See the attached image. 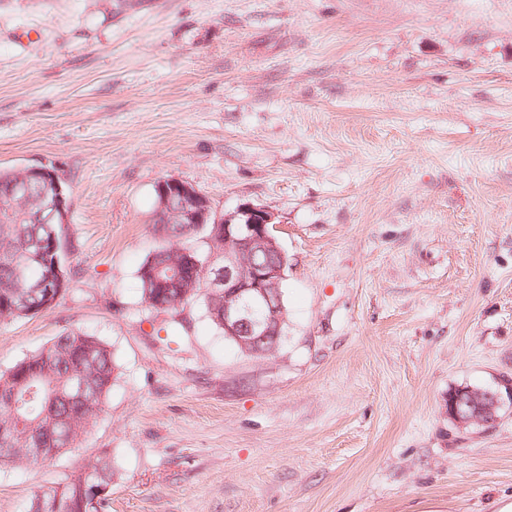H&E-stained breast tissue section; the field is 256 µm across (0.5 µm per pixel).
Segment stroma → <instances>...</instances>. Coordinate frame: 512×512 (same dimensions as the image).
<instances>
[{
  "instance_id": "1",
  "label": "stroma",
  "mask_w": 512,
  "mask_h": 512,
  "mask_svg": "<svg viewBox=\"0 0 512 512\" xmlns=\"http://www.w3.org/2000/svg\"><path fill=\"white\" fill-rule=\"evenodd\" d=\"M0 0V168L56 169L80 268L0 322V370L64 328L120 364L0 512L111 452L106 512H496L512 503V0ZM275 210L286 326L253 357L200 306L163 345L138 304L155 183ZM463 390L465 391V393L461 399V404H462V406L467 408L468 414H470L468 419H471V421L465 420V421H461L459 424H462L466 427L480 426L481 422H487L489 419L493 418L494 414L497 413V409L493 413L489 409H486V406L483 405L482 402L479 400L480 393L482 391H486L488 389H480V388L467 389L466 388ZM471 401L474 404L473 406L469 405V403ZM495 418H496V416L494 417L493 420H490L489 422L482 423V424H485V425L490 424L493 421H495Z\"/></svg>"
}]
</instances>
